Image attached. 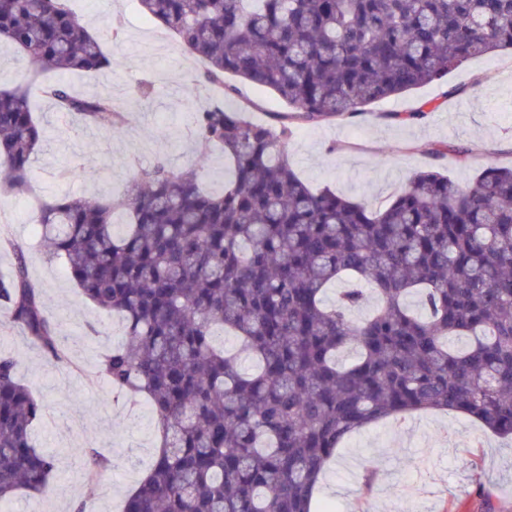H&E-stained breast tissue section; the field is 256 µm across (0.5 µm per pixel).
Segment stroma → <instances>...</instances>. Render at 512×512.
Instances as JSON below:
<instances>
[{
	"label": "stroma",
	"mask_w": 512,
	"mask_h": 512,
	"mask_svg": "<svg viewBox=\"0 0 512 512\" xmlns=\"http://www.w3.org/2000/svg\"><path fill=\"white\" fill-rule=\"evenodd\" d=\"M88 28L104 37L110 71L72 73L83 95H105L124 107V126L87 125L58 111L31 87L44 139L31 170L28 192H0V273L24 259L41 289L47 311L61 317L68 358L57 362L7 327L0 310V351L18 362V375L42 401L43 418L33 429L37 447L56 456L58 470L38 498L16 496L12 512H121L123 500L155 454L156 421L147 404L118 397L96 373L100 353L120 340L118 316L81 295L60 263L48 261L32 229L31 197L67 192L93 197L118 193L155 159L181 168L205 157L208 189H221L229 173L220 151L195 134L193 114L202 103L189 81L200 70L175 35L150 20L139 0H69ZM460 87L446 97L447 86ZM235 103L250 104L262 123L287 115L273 92L238 82ZM425 109L420 121H398V112ZM287 143L293 168L315 188L371 205L385 203L415 173L438 168L459 185L491 166H512V51L471 59L452 71L447 85H425L368 105L351 120L296 123ZM440 145L470 148L468 157L434 159ZM108 465L87 477L89 453ZM374 472L364 488L366 472ZM317 512H512V442L474 420L452 413L423 412L370 425L348 437L323 475Z\"/></svg>",
	"instance_id": "35a3bbf8"
}]
</instances>
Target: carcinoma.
<instances>
[{"label": "carcinoma", "mask_w": 512, "mask_h": 512, "mask_svg": "<svg viewBox=\"0 0 512 512\" xmlns=\"http://www.w3.org/2000/svg\"><path fill=\"white\" fill-rule=\"evenodd\" d=\"M202 63L198 137L231 179L157 159L118 196L38 200L48 258L124 335L98 374L142 397L160 444L122 512H311L321 472L346 438L389 418L451 410L512 439V167L462 188L416 173L385 206L310 188L288 163L291 137L230 108L227 75L274 92L292 118H356L378 100L442 82L470 58L512 50V0H139ZM0 37L58 109L121 132L112 98L75 93L69 72L112 68L65 0H0ZM42 141L28 85L0 90V189L28 184ZM126 217L117 230L115 216ZM366 279L380 305L356 319ZM419 296L421 310L407 305ZM11 326L67 358L23 259L0 276ZM234 336L235 353L214 342ZM464 346L457 347L455 343ZM355 352L347 364L339 353ZM43 404L0 353V503L38 496L56 457L32 444Z\"/></svg>", "instance_id": "cac0c4a2"}]
</instances>
